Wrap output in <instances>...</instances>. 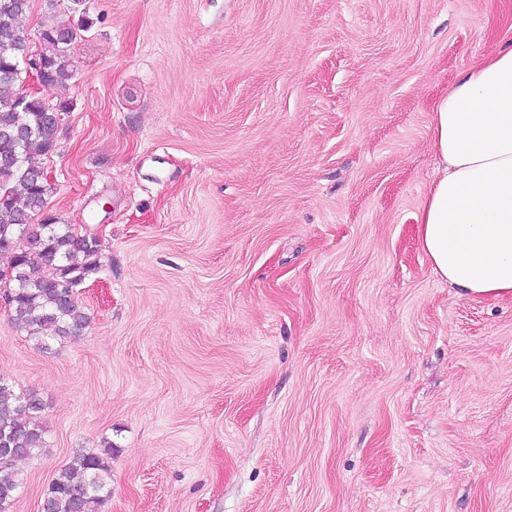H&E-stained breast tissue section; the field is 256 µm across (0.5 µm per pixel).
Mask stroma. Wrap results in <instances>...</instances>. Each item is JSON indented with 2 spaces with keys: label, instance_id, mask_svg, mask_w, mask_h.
<instances>
[{
  "label": "stroma",
  "instance_id": "stroma-1",
  "mask_svg": "<svg viewBox=\"0 0 512 512\" xmlns=\"http://www.w3.org/2000/svg\"><path fill=\"white\" fill-rule=\"evenodd\" d=\"M77 25L48 213L96 237L90 317L0 377L47 447L114 450L101 512H512V296L420 247L430 111L512 0H31Z\"/></svg>",
  "mask_w": 512,
  "mask_h": 512
}]
</instances>
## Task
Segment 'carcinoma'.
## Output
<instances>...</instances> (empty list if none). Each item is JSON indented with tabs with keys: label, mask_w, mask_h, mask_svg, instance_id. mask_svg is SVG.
I'll use <instances>...</instances> for the list:
<instances>
[{
	"label": "carcinoma",
	"mask_w": 512,
	"mask_h": 512,
	"mask_svg": "<svg viewBox=\"0 0 512 512\" xmlns=\"http://www.w3.org/2000/svg\"><path fill=\"white\" fill-rule=\"evenodd\" d=\"M28 8L29 0H0V183L7 190L0 201V255H11L8 268L0 270V288L7 287L17 327L47 349L88 326L74 288L99 269L101 252L96 237L76 235L52 214L31 222L50 191L36 158L54 154L59 124L41 102L17 94L31 44L24 25ZM73 35L70 24L53 19L41 28L39 47L51 87L75 75V61L67 54ZM41 410L36 393L18 391L0 378V437L14 449L0 456V510L9 509L23 484L16 462L46 447ZM112 449L109 444L101 454L76 452L44 491L43 512H99L111 495L106 457Z\"/></svg>",
	"instance_id": "1"
}]
</instances>
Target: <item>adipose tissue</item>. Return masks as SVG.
I'll list each match as a JSON object with an SVG mask.
<instances>
[{
	"instance_id": "obj_1",
	"label": "adipose tissue",
	"mask_w": 512,
	"mask_h": 512,
	"mask_svg": "<svg viewBox=\"0 0 512 512\" xmlns=\"http://www.w3.org/2000/svg\"><path fill=\"white\" fill-rule=\"evenodd\" d=\"M438 175L414 216L435 273L467 297L512 296V43L431 106Z\"/></svg>"
}]
</instances>
